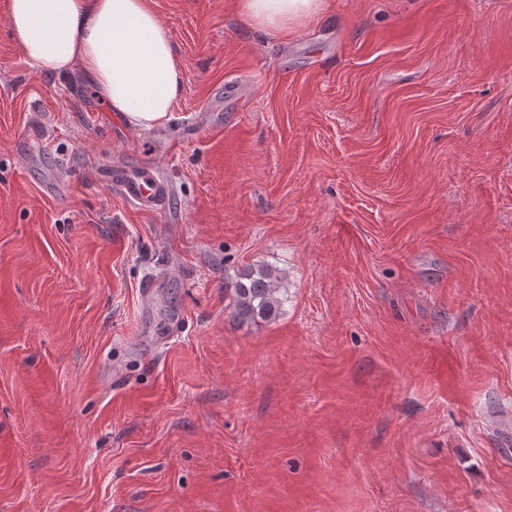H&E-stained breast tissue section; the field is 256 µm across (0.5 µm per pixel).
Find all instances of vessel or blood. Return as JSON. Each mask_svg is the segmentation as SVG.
<instances>
[{"instance_id":"1","label":"vessel or blood","mask_w":512,"mask_h":512,"mask_svg":"<svg viewBox=\"0 0 512 512\" xmlns=\"http://www.w3.org/2000/svg\"><path fill=\"white\" fill-rule=\"evenodd\" d=\"M108 186L116 188L131 204L140 209L166 210L171 192L155 169L131 167L119 172L105 171L102 175Z\"/></svg>"}]
</instances>
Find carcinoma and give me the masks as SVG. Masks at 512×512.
Returning <instances> with one entry per match:
<instances>
[{
	"label": "carcinoma",
	"mask_w": 512,
	"mask_h": 512,
	"mask_svg": "<svg viewBox=\"0 0 512 512\" xmlns=\"http://www.w3.org/2000/svg\"><path fill=\"white\" fill-rule=\"evenodd\" d=\"M280 275L267 267L249 268L236 281L232 316L240 321H271L281 310Z\"/></svg>",
	"instance_id": "cac0c4a2"
}]
</instances>
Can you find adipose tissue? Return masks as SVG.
Wrapping results in <instances>:
<instances>
[{"label": "adipose tissue", "mask_w": 512, "mask_h": 512, "mask_svg": "<svg viewBox=\"0 0 512 512\" xmlns=\"http://www.w3.org/2000/svg\"><path fill=\"white\" fill-rule=\"evenodd\" d=\"M241 16L283 30L325 9V0H240ZM11 34L41 73L78 69L113 112L137 129L168 122L183 67L152 0H9Z\"/></svg>", "instance_id": "1"}]
</instances>
